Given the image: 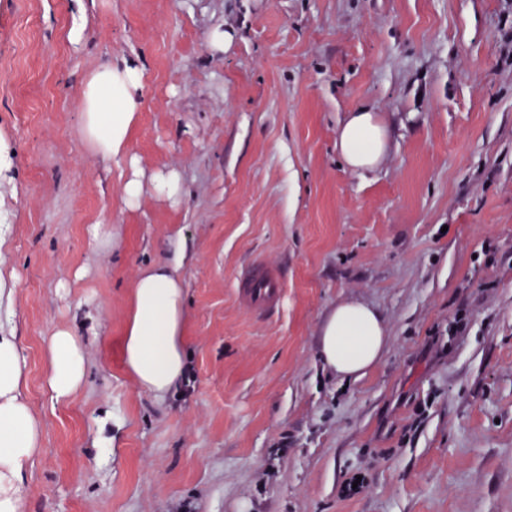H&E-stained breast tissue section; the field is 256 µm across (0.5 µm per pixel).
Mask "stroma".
I'll list each match as a JSON object with an SVG mask.
<instances>
[{"mask_svg": "<svg viewBox=\"0 0 512 512\" xmlns=\"http://www.w3.org/2000/svg\"><path fill=\"white\" fill-rule=\"evenodd\" d=\"M121 54L143 105L108 161L80 96ZM362 106L390 136L367 173L336 150ZM0 142V326L43 423L22 512H512V0H0ZM177 236L189 375L159 402L120 344L135 278ZM258 263L283 288L265 311L237 293ZM346 300L390 336L355 380L316 356ZM87 312V383L58 405L44 347Z\"/></svg>", "mask_w": 512, "mask_h": 512, "instance_id": "stroma-1", "label": "stroma"}]
</instances>
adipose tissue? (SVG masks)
I'll use <instances>...</instances> for the list:
<instances>
[{
  "mask_svg": "<svg viewBox=\"0 0 512 512\" xmlns=\"http://www.w3.org/2000/svg\"><path fill=\"white\" fill-rule=\"evenodd\" d=\"M144 69L121 58L97 67L83 84L81 135L104 158L125 155L131 130L142 108ZM389 147V131L376 112L362 108L342 125L336 148L355 171H373ZM183 248L173 257L141 269L129 302L121 343L125 372L157 400H165L186 376L185 308L179 269ZM388 345L386 324L367 304L348 300L326 314L317 352L335 375L364 376ZM46 391L58 404L71 401L88 376L85 340L79 326L62 325L45 351ZM28 367L14 333L0 331V512H21L26 475L42 442V427L26 395Z\"/></svg>",
  "mask_w": 512,
  "mask_h": 512,
  "instance_id": "adipose-tissue-1",
  "label": "adipose tissue"
}]
</instances>
